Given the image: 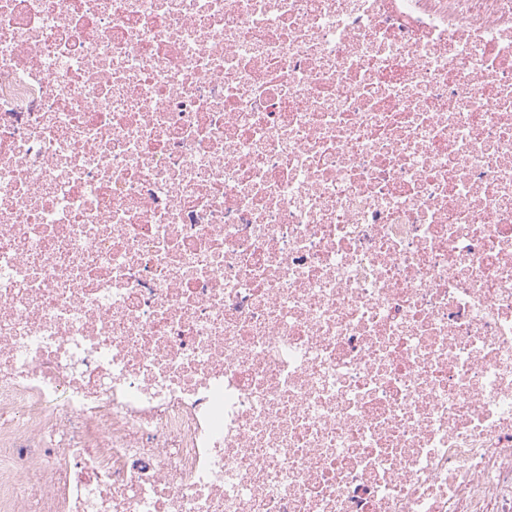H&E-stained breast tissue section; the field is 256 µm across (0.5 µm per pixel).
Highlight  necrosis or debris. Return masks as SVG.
<instances>
[{
	"label": "necrosis or debris",
	"instance_id": "obj_1",
	"mask_svg": "<svg viewBox=\"0 0 512 512\" xmlns=\"http://www.w3.org/2000/svg\"><path fill=\"white\" fill-rule=\"evenodd\" d=\"M0 512H512V0H0Z\"/></svg>",
	"mask_w": 512,
	"mask_h": 512
}]
</instances>
